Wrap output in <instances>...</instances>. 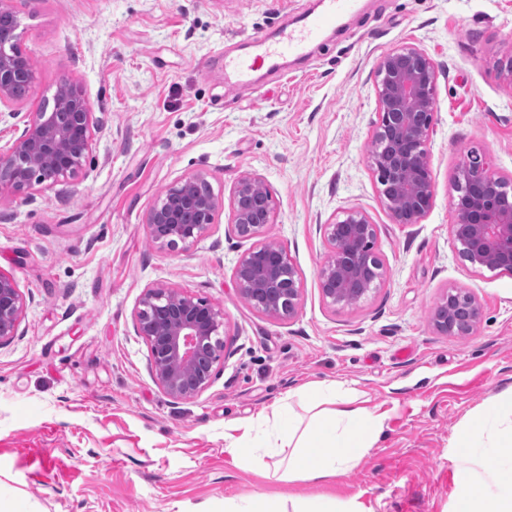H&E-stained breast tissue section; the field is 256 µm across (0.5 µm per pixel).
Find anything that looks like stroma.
Wrapping results in <instances>:
<instances>
[{"mask_svg":"<svg viewBox=\"0 0 512 512\" xmlns=\"http://www.w3.org/2000/svg\"><path fill=\"white\" fill-rule=\"evenodd\" d=\"M34 82L23 112L79 84L96 119L77 178L0 198V273L26 299L0 348V512H225L246 496L288 492L343 512H453L454 460L477 420L512 428L496 403L512 385V273L479 270L452 235L449 204L464 156L487 155L512 182V0H357L300 58L226 85L223 51L317 0H14ZM413 44L440 67L430 142L435 194L421 223H395L368 155L374 71ZM203 172L229 197L261 178L273 222L260 240L284 246L300 305L276 320L236 291L251 241L232 210L188 248L154 245L144 223L175 181ZM378 226L387 276L353 309L324 299L325 224L347 209ZM181 289L224 309L229 354L196 399L175 403L149 373L134 329L145 290ZM451 289L482 317L465 337L430 313ZM336 382L383 415L359 466L324 485L286 486L242 466L224 427L289 391Z\"/></svg>","mask_w":512,"mask_h":512,"instance_id":"stroma-1","label":"stroma"}]
</instances>
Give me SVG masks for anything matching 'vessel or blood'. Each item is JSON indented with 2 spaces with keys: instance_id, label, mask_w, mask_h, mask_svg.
Instances as JSON below:
<instances>
[{
  "instance_id": "1",
  "label": "vessel or blood",
  "mask_w": 512,
  "mask_h": 512,
  "mask_svg": "<svg viewBox=\"0 0 512 512\" xmlns=\"http://www.w3.org/2000/svg\"><path fill=\"white\" fill-rule=\"evenodd\" d=\"M354 0H321L319 12L297 11L291 25L282 27L274 38L254 37L255 55H225L224 71L234 78V87L248 89L253 85V73L262 66H276L286 56L303 55L307 45L337 16L347 12Z\"/></svg>"
}]
</instances>
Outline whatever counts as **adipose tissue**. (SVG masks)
Masks as SVG:
<instances>
[{
    "label": "adipose tissue",
    "mask_w": 512,
    "mask_h": 512,
    "mask_svg": "<svg viewBox=\"0 0 512 512\" xmlns=\"http://www.w3.org/2000/svg\"><path fill=\"white\" fill-rule=\"evenodd\" d=\"M299 399L307 416L297 415L284 397L242 424L241 435L225 434L243 464L286 483H317L354 468L375 445L380 418L335 385L309 389ZM494 428V421L482 419L463 436L457 512H512V448L489 443Z\"/></svg>",
    "instance_id": "adipose-tissue-1"
}]
</instances>
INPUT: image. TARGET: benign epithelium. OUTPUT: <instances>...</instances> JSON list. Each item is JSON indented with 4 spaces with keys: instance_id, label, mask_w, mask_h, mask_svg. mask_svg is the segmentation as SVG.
Listing matches in <instances>:
<instances>
[{
    "instance_id": "7a95c632",
    "label": "benign epithelium",
    "mask_w": 512,
    "mask_h": 512,
    "mask_svg": "<svg viewBox=\"0 0 512 512\" xmlns=\"http://www.w3.org/2000/svg\"><path fill=\"white\" fill-rule=\"evenodd\" d=\"M13 0H0V121L20 119L23 129L11 148L0 151V198L29 193L34 185L52 188L76 178L90 153L93 117L83 89L71 82L54 99L20 115L14 94L31 85L34 68L18 44ZM377 119L373 123L370 165L381 185L382 201L399 224H418L434 197L429 164L430 134L436 108L439 70L422 49L405 45L382 55L376 65ZM202 173L173 184L145 216L151 241L169 249L196 242L224 206L213 192L204 193ZM450 205L457 214L453 237L460 254L477 269L512 272V183L490 173L488 158L475 151L462 161ZM233 231L255 238L272 223L271 195L262 180L241 175L232 191ZM331 249L318 269L322 295L341 308L360 305L381 286L386 266L376 247L377 225L360 210L348 209L325 225ZM243 298L261 313L289 319L298 310L300 283L287 250L257 244L235 268ZM25 301L14 280L0 273V346L17 335ZM482 317L469 291H448L435 306L431 321L446 335L472 333ZM135 332L150 352L153 382L176 402L190 401L207 389L225 358L224 309L190 294L156 285L145 289L135 315Z\"/></svg>"
}]
</instances>
